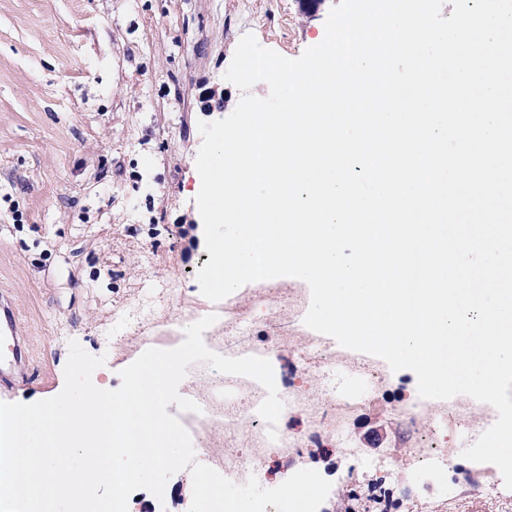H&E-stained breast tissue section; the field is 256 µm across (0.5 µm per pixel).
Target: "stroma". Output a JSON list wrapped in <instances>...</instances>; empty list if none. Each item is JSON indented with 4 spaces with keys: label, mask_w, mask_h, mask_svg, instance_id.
I'll use <instances>...</instances> for the list:
<instances>
[{
    "label": "stroma",
    "mask_w": 512,
    "mask_h": 512,
    "mask_svg": "<svg viewBox=\"0 0 512 512\" xmlns=\"http://www.w3.org/2000/svg\"><path fill=\"white\" fill-rule=\"evenodd\" d=\"M326 13L299 0H0V294L31 356V379L1 402L59 394L70 341L105 356L111 376L136 334L126 317L162 271L196 308L209 301L189 272L206 253L187 234L202 219L189 190L202 144L205 89L226 81L245 34L295 59L321 42ZM353 415L377 455L392 431L390 399ZM190 477L163 498L140 491L130 512H188Z\"/></svg>",
    "instance_id": "35a3bbf8"
}]
</instances>
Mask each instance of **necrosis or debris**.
Segmentation results:
<instances>
[{
  "mask_svg": "<svg viewBox=\"0 0 512 512\" xmlns=\"http://www.w3.org/2000/svg\"><path fill=\"white\" fill-rule=\"evenodd\" d=\"M305 294L282 284L250 290L227 303L210 305L223 325L203 334L205 345L227 357L260 356L271 361L284 404L276 427H268L257 409L267 392L256 380L207 369L184 383L186 398L199 412L185 415L197 462L228 479L256 478L273 487L277 470L292 468L304 449H335L355 457L359 447L348 427L349 416L373 404L392 379L389 367L375 359L348 355L323 334L301 336ZM401 440L400 453L365 459L371 475L366 485L350 484L336 512H446L464 498H489L496 512H512V491L499 469L489 463L460 462L458 451L472 444L497 419L489 404L470 402L460 409L454 400L399 399L394 408ZM276 439H269V430ZM450 473V490L437 503L421 497L410 475Z\"/></svg>",
  "mask_w": 512,
  "mask_h": 512,
  "instance_id": "4bbe7bcc",
  "label": "necrosis or debris"
}]
</instances>
